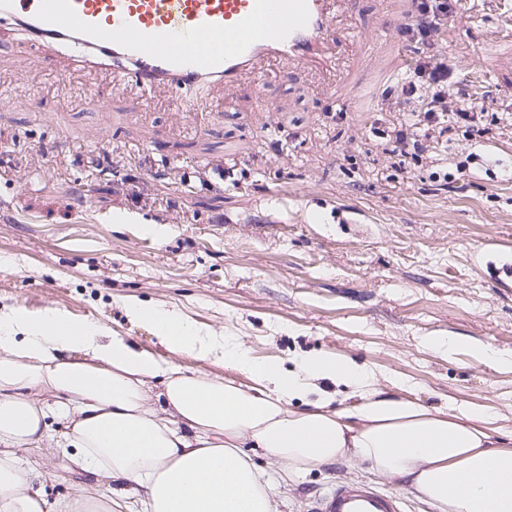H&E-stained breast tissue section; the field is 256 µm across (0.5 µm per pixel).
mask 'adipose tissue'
<instances>
[{
	"mask_svg": "<svg viewBox=\"0 0 512 512\" xmlns=\"http://www.w3.org/2000/svg\"><path fill=\"white\" fill-rule=\"evenodd\" d=\"M170 352L164 360L87 321L47 309L0 310V512H52L16 449L42 448L47 419L71 420L73 461L100 480L140 486L147 512H274L269 481L247 451L280 466V480L337 461L365 462L438 512H512V436L496 438L474 409L429 408L383 394L353 359L309 354L293 367L255 361L243 345L187 318L134 303ZM188 354L251 383L186 374ZM162 379L166 417L147 384ZM357 397L336 410L323 382Z\"/></svg>",
	"mask_w": 512,
	"mask_h": 512,
	"instance_id": "ef3b65f1",
	"label": "adipose tissue"
}]
</instances>
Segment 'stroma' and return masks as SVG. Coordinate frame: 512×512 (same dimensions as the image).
Listing matches in <instances>:
<instances>
[{"instance_id": "35a3bbf8", "label": "stroma", "mask_w": 512, "mask_h": 512, "mask_svg": "<svg viewBox=\"0 0 512 512\" xmlns=\"http://www.w3.org/2000/svg\"><path fill=\"white\" fill-rule=\"evenodd\" d=\"M414 0H356L334 31L372 29L336 76L301 70L233 89L194 90L198 112L101 83L70 51L45 67L0 18V310L51 308L125 337L187 372L248 384L223 361L170 356L128 315L145 300L236 337L261 361L306 352L369 366L381 391L439 408L463 404L512 432V285L473 260L512 237V0H462L445 40L452 82L478 98L481 138L450 134L440 161L398 162L375 129L401 119L399 85L418 59L404 36ZM271 104L256 109L257 99ZM457 338L447 353L436 337ZM50 421L46 448L22 450L50 504L94 484ZM277 512H312L343 481L433 512L369 465L335 462L280 483L260 454Z\"/></svg>"}]
</instances>
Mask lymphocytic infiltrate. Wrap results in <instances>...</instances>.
<instances>
[{
    "label": "lymphocytic infiltrate",
    "mask_w": 512,
    "mask_h": 512,
    "mask_svg": "<svg viewBox=\"0 0 512 512\" xmlns=\"http://www.w3.org/2000/svg\"><path fill=\"white\" fill-rule=\"evenodd\" d=\"M454 13L451 0H417L416 13L406 28L407 35L426 47L427 52L419 57L401 85L406 117L390 126L386 134L398 156H414L424 152L427 144L446 143L452 124L474 127L479 122L476 97L461 95L456 110H449L451 68L444 53L431 49L432 35L447 29Z\"/></svg>",
    "instance_id": "obj_1"
}]
</instances>
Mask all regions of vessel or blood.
I'll use <instances>...</instances> for the list:
<instances>
[{
	"label": "vessel or blood",
	"mask_w": 512,
	"mask_h": 512,
	"mask_svg": "<svg viewBox=\"0 0 512 512\" xmlns=\"http://www.w3.org/2000/svg\"><path fill=\"white\" fill-rule=\"evenodd\" d=\"M354 0H0L46 63L74 44L111 61L109 78L150 95L235 87L292 62L332 72L336 17ZM313 512H400L395 497L366 483H341Z\"/></svg>",
	"instance_id": "1"
}]
</instances>
